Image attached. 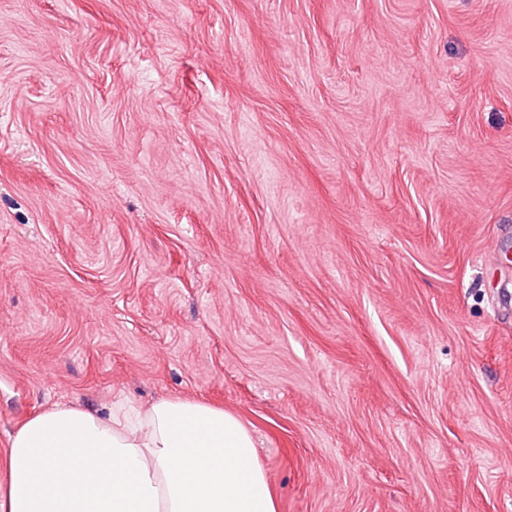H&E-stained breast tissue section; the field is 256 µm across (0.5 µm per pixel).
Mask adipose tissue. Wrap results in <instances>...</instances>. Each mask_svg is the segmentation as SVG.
<instances>
[{"mask_svg": "<svg viewBox=\"0 0 512 512\" xmlns=\"http://www.w3.org/2000/svg\"><path fill=\"white\" fill-rule=\"evenodd\" d=\"M0 512H278L248 427L223 407L55 404L0 453Z\"/></svg>", "mask_w": 512, "mask_h": 512, "instance_id": "adipose-tissue-1", "label": "adipose tissue"}]
</instances>
